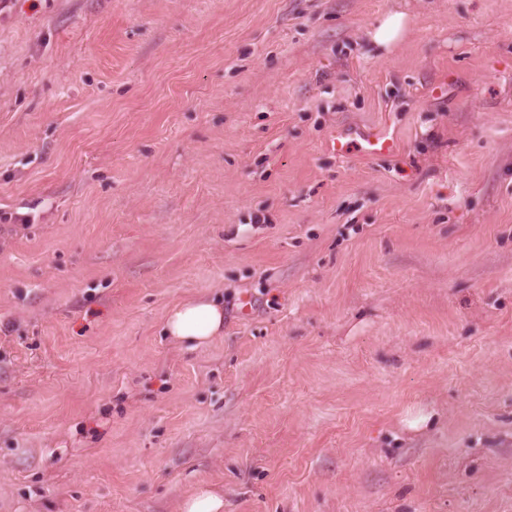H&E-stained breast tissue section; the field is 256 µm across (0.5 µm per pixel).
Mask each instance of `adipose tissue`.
Returning <instances> with one entry per match:
<instances>
[{
    "label": "adipose tissue",
    "mask_w": 512,
    "mask_h": 512,
    "mask_svg": "<svg viewBox=\"0 0 512 512\" xmlns=\"http://www.w3.org/2000/svg\"><path fill=\"white\" fill-rule=\"evenodd\" d=\"M224 331V306L211 298H191L167 314L163 332L188 348L210 344Z\"/></svg>",
    "instance_id": "ef3b65f1"
}]
</instances>
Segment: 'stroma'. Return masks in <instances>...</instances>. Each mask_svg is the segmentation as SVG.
I'll use <instances>...</instances> for the list:
<instances>
[{
	"instance_id": "1",
	"label": "stroma",
	"mask_w": 512,
	"mask_h": 512,
	"mask_svg": "<svg viewBox=\"0 0 512 512\" xmlns=\"http://www.w3.org/2000/svg\"><path fill=\"white\" fill-rule=\"evenodd\" d=\"M202 485L512 512V0H0V512ZM403 14L386 17L374 31L373 39L381 45H389L401 37L405 22ZM354 142L367 155H387L394 150L393 138L383 129L363 130ZM224 332V303L213 298H191L167 314L163 333L188 348L210 344Z\"/></svg>"
}]
</instances>
